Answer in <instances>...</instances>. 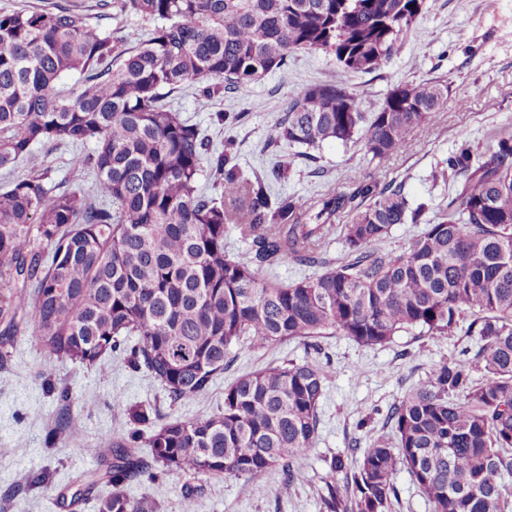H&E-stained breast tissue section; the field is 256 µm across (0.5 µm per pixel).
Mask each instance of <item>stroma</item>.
Wrapping results in <instances>:
<instances>
[{
    "label": "stroma",
    "instance_id": "1",
    "mask_svg": "<svg viewBox=\"0 0 512 512\" xmlns=\"http://www.w3.org/2000/svg\"><path fill=\"white\" fill-rule=\"evenodd\" d=\"M69 2L89 15L98 33L123 38L125 47L136 46L146 29L140 18L120 16L117 8L101 7L100 0ZM432 78L447 80V107L417 132L407 151L384 164L365 155L359 135L347 144H323L310 160L300 156L298 147L269 140L273 123L303 85L341 82L361 99L364 111L374 112L395 85ZM166 103L214 145L234 140L236 161L245 175L263 173L277 161L288 163L287 176L273 184L274 192L304 201L368 180L382 188L402 185L413 204L430 200L444 205L453 183L438 172L457 142L465 137L483 146L496 132H512V0H436L417 18L411 36L392 59L373 73H348L331 55L297 50L281 69L209 103H199L189 89L167 97ZM227 111L243 113L242 122L219 125L216 113ZM34 152L44 158L50 183L92 192L93 176L74 167L77 149L38 144ZM320 345L330 359L321 422L314 450L294 465V479L278 469L262 483L205 479L199 483L195 512H320L317 492L328 473L325 457L349 453L353 441L381 431L390 406L406 389L473 342L466 336L402 333L376 348L339 335L321 339ZM286 356L303 361L313 352L295 341L265 349L238 345L208 394L173 407L150 376L130 371L120 359L100 370L59 365L51 378L75 398V406L68 408L56 395L43 392L35 378L38 342L31 333L22 334L7 367L0 369V449L6 451L0 456V512H60L53 504L59 489L99 466L89 443L130 429L126 419L113 412L114 403L150 404L165 415L204 418L223 406L227 385ZM63 417L84 434L87 447L46 443L47 431ZM43 469L49 471L51 484L27 487L28 475ZM15 486L20 489L16 495L11 492Z\"/></svg>",
    "mask_w": 512,
    "mask_h": 512
}]
</instances>
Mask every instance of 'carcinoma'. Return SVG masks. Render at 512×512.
<instances>
[{"label": "carcinoma", "instance_id": "carcinoma-1", "mask_svg": "<svg viewBox=\"0 0 512 512\" xmlns=\"http://www.w3.org/2000/svg\"><path fill=\"white\" fill-rule=\"evenodd\" d=\"M120 12L152 25L133 50L95 32L61 5L0 12V365L19 333L38 340L35 378L51 382L58 363L126 366L159 383L169 406L206 394L231 350L346 336L366 347L398 332L467 336L474 346L409 387L387 414L389 432L369 436L357 469L331 456L318 490L321 512H391L404 470L430 512H507L512 495V132L481 151L467 139L443 162L454 193L438 217L410 205L402 185L362 181L307 204L272 193L277 167L243 176L228 151L162 104L193 86L202 99L264 79L295 50L323 51L345 72L382 69L431 0H116ZM82 75L75 87L64 83ZM448 103V82L393 87L375 112L339 82L293 97L272 126L274 142L321 147L353 140L361 125L371 160L405 151ZM94 145L77 165L94 195L60 190L33 146ZM26 173L15 175V164ZM212 190L199 188L203 168ZM425 224L408 250L383 245L397 224ZM235 225L250 251H224ZM348 254L314 277L262 279L286 263L312 264L334 232ZM480 378H474V374ZM328 379L316 360L284 359L224 388V407L199 419L158 416L148 435L101 438L100 467L62 488L77 508L95 488L98 512H159L155 495L125 487L154 478L152 466L187 479L183 512H195L193 480L261 483L314 449ZM139 425L149 408L117 403ZM85 448L61 422L48 441ZM150 449L143 456L139 448Z\"/></svg>", "mask_w": 512, "mask_h": 512}]
</instances>
